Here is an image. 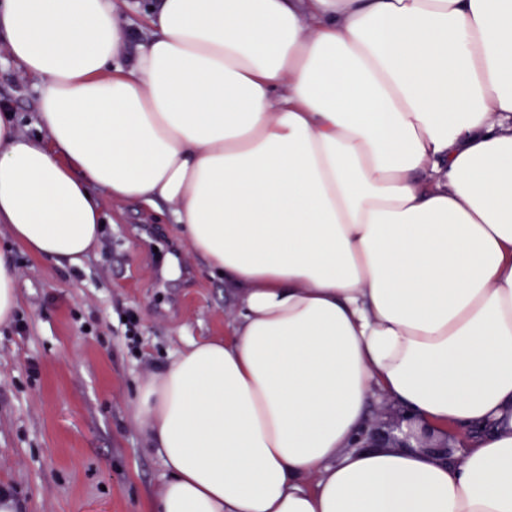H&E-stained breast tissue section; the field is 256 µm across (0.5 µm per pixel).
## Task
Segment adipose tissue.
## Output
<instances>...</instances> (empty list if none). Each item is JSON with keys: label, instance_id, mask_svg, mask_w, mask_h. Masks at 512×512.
I'll use <instances>...</instances> for the list:
<instances>
[{"label": "adipose tissue", "instance_id": "adipose-tissue-1", "mask_svg": "<svg viewBox=\"0 0 512 512\" xmlns=\"http://www.w3.org/2000/svg\"><path fill=\"white\" fill-rule=\"evenodd\" d=\"M0 0V226L82 264L170 216L227 338L139 388L151 512H512V0ZM467 450L364 443L374 395ZM36 81L25 77L10 60L4 38L0 39V101L8 102L22 129L33 136L43 135L35 126Z\"/></svg>", "mask_w": 512, "mask_h": 512}]
</instances>
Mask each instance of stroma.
Wrapping results in <instances>:
<instances>
[{
	"label": "stroma",
	"instance_id": "1",
	"mask_svg": "<svg viewBox=\"0 0 512 512\" xmlns=\"http://www.w3.org/2000/svg\"><path fill=\"white\" fill-rule=\"evenodd\" d=\"M36 82L0 39V101L37 134ZM20 296L0 326V488L17 512H147L167 470L144 448L137 390L189 341L226 336L232 289L169 213L106 207L82 266L37 257L0 231Z\"/></svg>",
	"mask_w": 512,
	"mask_h": 512
}]
</instances>
